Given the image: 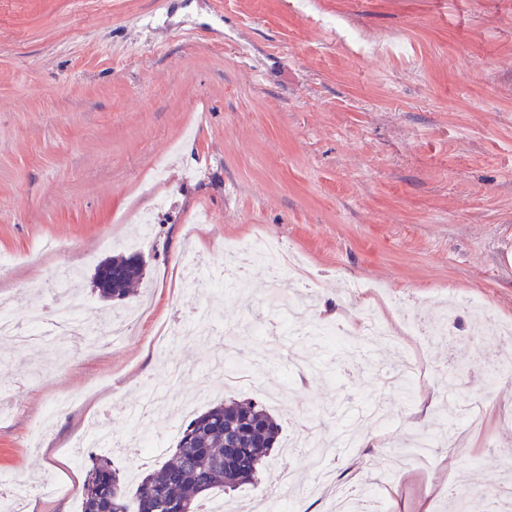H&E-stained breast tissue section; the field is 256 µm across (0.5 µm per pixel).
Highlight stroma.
Here are the masks:
<instances>
[{
    "label": "stroma",
    "mask_w": 512,
    "mask_h": 512,
    "mask_svg": "<svg viewBox=\"0 0 512 512\" xmlns=\"http://www.w3.org/2000/svg\"><path fill=\"white\" fill-rule=\"evenodd\" d=\"M256 237L317 279L274 283L255 261L224 299L236 324L270 323L272 295L291 302L279 341L248 330L157 346L160 327L205 301L175 281L188 251L216 278L225 244ZM132 244L142 284L103 300L96 266ZM66 267L83 281L86 320L140 317L132 335L62 368L0 341V478L26 480L19 512H79L87 469L67 449L93 421L125 440L108 453L129 480L163 464L182 403L229 354L261 363L259 387L234 396L276 416L269 471L295 474L269 512H331L308 492L310 426L326 448L356 439L335 467L349 495L370 487L365 512H448L452 496L505 512L488 490L512 465L488 454L512 448V379L494 381L502 353L480 319L512 324V0H0V308L23 321L59 303L53 276ZM397 299L423 322L449 320L470 371L457 372L445 342L403 335ZM365 306L400 345L298 333ZM416 352L427 371L413 395L384 384ZM171 360L195 372L173 385L151 427L161 446L141 458L129 413ZM475 396L482 424L461 449L436 446L426 471L389 465ZM373 408L388 429L358 424Z\"/></svg>",
    "instance_id": "stroma-1"
}]
</instances>
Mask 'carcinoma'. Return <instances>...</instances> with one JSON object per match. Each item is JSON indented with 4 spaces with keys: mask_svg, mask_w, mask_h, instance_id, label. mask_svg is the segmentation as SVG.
<instances>
[{
    "mask_svg": "<svg viewBox=\"0 0 512 512\" xmlns=\"http://www.w3.org/2000/svg\"><path fill=\"white\" fill-rule=\"evenodd\" d=\"M139 254L107 260L125 277L101 297L124 300L144 278ZM281 427L267 409L243 399H226L190 419L173 448L171 460L139 477L128 489L123 472L110 457H90L81 512H204L203 501L214 490L229 495L258 483Z\"/></svg>",
    "mask_w": 512,
    "mask_h": 512,
    "instance_id": "carcinoma-1",
    "label": "carcinoma"
}]
</instances>
